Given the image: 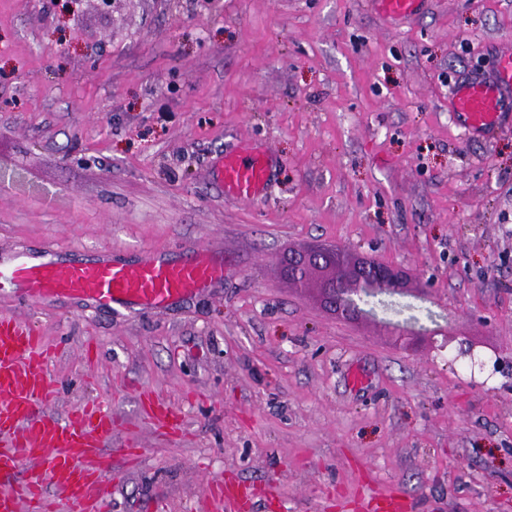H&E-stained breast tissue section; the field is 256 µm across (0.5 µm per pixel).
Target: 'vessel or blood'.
Returning <instances> with one entry per match:
<instances>
[{
    "label": "vessel or blood",
    "instance_id": "vessel-or-blood-1",
    "mask_svg": "<svg viewBox=\"0 0 512 512\" xmlns=\"http://www.w3.org/2000/svg\"><path fill=\"white\" fill-rule=\"evenodd\" d=\"M423 0H376L387 18L415 15ZM512 88V53L500 56L489 81L460 84L451 112L468 134L492 135L502 114L503 96ZM272 161L263 150L233 152L216 165L213 177L226 196L252 200L271 184ZM224 277V262L208 249L193 251L175 262L153 256L131 265L105 257L91 263L65 264L52 253H17L0 263V288L18 289L36 301L79 297L101 307L164 309L198 293ZM49 355L33 325L0 316V475L24 466L43 468L44 477L0 492V512H54L48 487L61 490L70 512H107L112 499V455L105 443L117 426L112 406L87 401L70 419L52 413L56 380ZM145 418L154 431L178 426L175 408L143 395ZM208 493L217 507L239 501L238 486L212 483Z\"/></svg>",
    "mask_w": 512,
    "mask_h": 512
}]
</instances>
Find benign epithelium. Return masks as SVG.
I'll list each match as a JSON object with an SVG mask.
<instances>
[{
    "label": "benign epithelium",
    "instance_id": "1",
    "mask_svg": "<svg viewBox=\"0 0 512 512\" xmlns=\"http://www.w3.org/2000/svg\"><path fill=\"white\" fill-rule=\"evenodd\" d=\"M289 268L299 281L304 279L309 268L332 269L333 274L320 284L322 297L336 316L348 321L369 316L370 303L379 296L423 295V289L411 287V274L368 258L352 260L333 251H313L292 257Z\"/></svg>",
    "mask_w": 512,
    "mask_h": 512
}]
</instances>
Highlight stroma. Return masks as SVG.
Wrapping results in <instances>:
<instances>
[{
    "label": "stroma",
    "instance_id": "obj_1",
    "mask_svg": "<svg viewBox=\"0 0 512 512\" xmlns=\"http://www.w3.org/2000/svg\"><path fill=\"white\" fill-rule=\"evenodd\" d=\"M504 47L512 0L401 22L371 0H0V253H224L163 310L0 292L50 347L57 414L111 401V512H214L218 479L248 490L231 512H354L366 485L405 512H512V95L489 142L448 112ZM245 144L272 184L225 198L213 164ZM317 247L432 288L338 319L321 272L282 264ZM144 390L179 430L154 435Z\"/></svg>",
    "mask_w": 512,
    "mask_h": 512
}]
</instances>
